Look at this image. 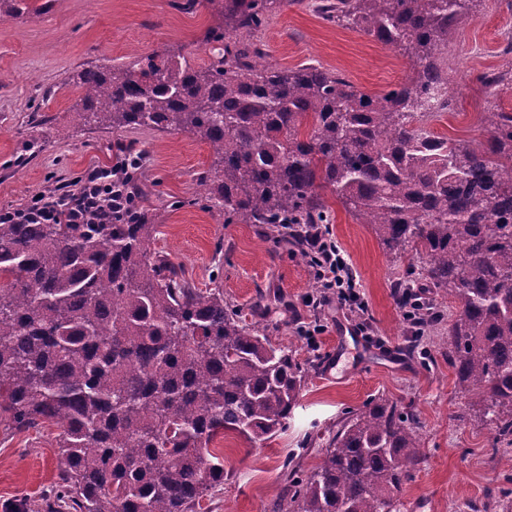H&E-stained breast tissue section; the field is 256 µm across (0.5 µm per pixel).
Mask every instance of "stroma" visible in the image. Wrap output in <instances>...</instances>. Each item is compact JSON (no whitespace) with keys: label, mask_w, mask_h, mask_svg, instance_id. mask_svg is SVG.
I'll list each match as a JSON object with an SVG mask.
<instances>
[{"label":"stroma","mask_w":512,"mask_h":512,"mask_svg":"<svg viewBox=\"0 0 512 512\" xmlns=\"http://www.w3.org/2000/svg\"><path fill=\"white\" fill-rule=\"evenodd\" d=\"M182 0H56L40 14L0 17V209L24 206L33 195L75 192L81 177L139 153L140 207L155 216L156 251L180 264L196 286L221 284L243 318L267 326L305 370L297 407L285 430L254 443L234 433L212 449L224 457V485L209 512H276L295 475L322 461L330 439L353 409L378 397L411 415L422 460L398 495L399 512H503L497 491L512 489V446L494 449L491 426L471 419L480 393L460 394L448 365L447 298L426 287L422 265L391 259L368 225L333 204L327 229L353 267L362 309L315 307L319 283L297 247L275 242L265 224H228L198 199V176L212 162L207 143L187 133L144 130L93 132L76 124V95L66 79L88 63H128L178 48L202 64L208 29L202 11ZM259 38L266 62H304L338 72L374 92L403 83L407 53L323 20L282 0ZM512 40V0H472L468 20L448 37L449 112L434 133L471 147L485 143L487 95L479 78L501 70ZM422 288L420 302L440 312L415 329L394 294L397 280ZM58 425L41 431L0 429V512H19L58 480Z\"/></svg>","instance_id":"35a3bbf8"}]
</instances>
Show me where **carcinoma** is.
Wrapping results in <instances>:
<instances>
[{
	"instance_id": "1",
	"label": "carcinoma",
	"mask_w": 512,
	"mask_h": 512,
	"mask_svg": "<svg viewBox=\"0 0 512 512\" xmlns=\"http://www.w3.org/2000/svg\"><path fill=\"white\" fill-rule=\"evenodd\" d=\"M30 0H0L20 15ZM282 0H186L219 20L200 67L179 52L84 68L75 119L114 132L183 131L214 164L199 199L226 224H328L326 188L387 254L423 260L448 296V365L493 447L512 445V113L484 112L487 143L424 132L448 88V33L469 0H328L318 10L384 45L414 75L364 92L320 65L260 63L259 32ZM508 69L486 73L490 96ZM307 135L299 137L303 124ZM158 225L0 223V426L55 423L49 512H198L224 484L209 445L287 427L304 370L224 289L197 288L151 249ZM396 403L351 412L323 462L292 480L288 512H386L420 460Z\"/></svg>"
}]
</instances>
